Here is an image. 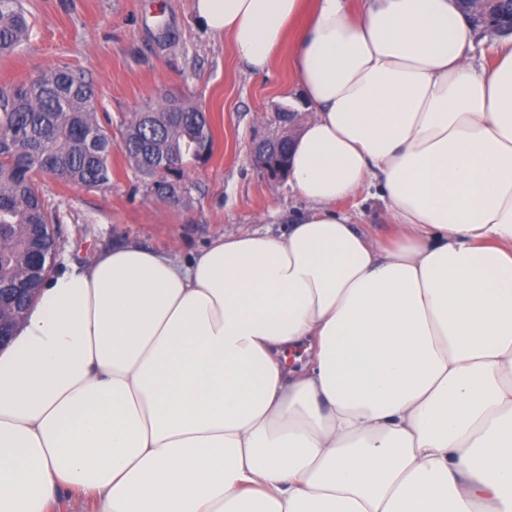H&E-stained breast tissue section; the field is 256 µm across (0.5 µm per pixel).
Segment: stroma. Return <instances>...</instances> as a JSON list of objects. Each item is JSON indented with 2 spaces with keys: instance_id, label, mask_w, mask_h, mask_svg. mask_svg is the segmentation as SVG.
<instances>
[{
  "instance_id": "stroma-1",
  "label": "stroma",
  "mask_w": 512,
  "mask_h": 512,
  "mask_svg": "<svg viewBox=\"0 0 512 512\" xmlns=\"http://www.w3.org/2000/svg\"><path fill=\"white\" fill-rule=\"evenodd\" d=\"M32 33L0 56V89L55 69L86 73L99 111L118 120L176 97L197 105L213 136L211 156L187 161L182 201L158 197L153 179L112 152V181L88 188L48 179L46 202L60 217L59 260L90 262L102 250L139 243L189 257L217 235L257 228L272 209L300 200L250 159L265 138L294 136L282 108L298 109L287 53L253 72L223 39L194 21L190 0H23Z\"/></svg>"
}]
</instances>
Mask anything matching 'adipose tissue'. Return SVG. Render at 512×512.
<instances>
[{"label":"adipose tissue","instance_id":"1","mask_svg":"<svg viewBox=\"0 0 512 512\" xmlns=\"http://www.w3.org/2000/svg\"><path fill=\"white\" fill-rule=\"evenodd\" d=\"M191 9L252 71L288 52L304 206L46 279L0 349V512H512V37L474 64L455 0ZM366 191L360 193L357 197L347 200L343 206L348 209L362 211V223L367 224L371 229H381L386 224L385 211L383 203L377 199H368L364 201ZM52 512H91L92 502L83 496L70 491H63L58 494L56 500L51 503Z\"/></svg>","mask_w":512,"mask_h":512}]
</instances>
